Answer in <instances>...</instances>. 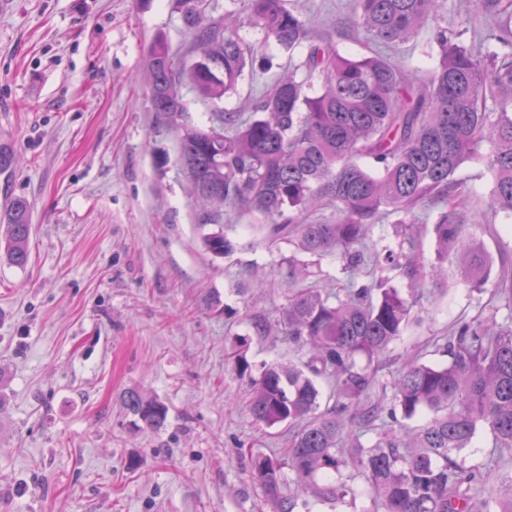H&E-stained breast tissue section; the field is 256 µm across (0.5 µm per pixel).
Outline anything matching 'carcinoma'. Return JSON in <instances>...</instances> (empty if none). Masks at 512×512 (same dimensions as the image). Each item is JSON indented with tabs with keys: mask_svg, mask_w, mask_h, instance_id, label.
<instances>
[{
	"mask_svg": "<svg viewBox=\"0 0 512 512\" xmlns=\"http://www.w3.org/2000/svg\"><path fill=\"white\" fill-rule=\"evenodd\" d=\"M176 2L187 36L183 57L159 36L145 75L152 111L176 135L178 161L199 206L197 223L218 226L203 237L207 251L219 258L234 251L224 234V209L232 208L261 214L271 236L294 234L302 250L336 255L354 274L365 261L373 218L397 213V225L411 233L424 223L419 205L424 216L434 215L437 256L429 280L441 282L452 254L470 287H485L489 258L465 232L461 204L468 189L454 175L489 144L490 208L512 220L511 12L497 11L500 34L474 46L466 30L448 27L446 0H356V25L367 42L406 43L429 32L436 60L423 79L407 64L378 55L353 59L314 40L309 17L286 8L285 0H245V23L232 12L206 14L202 0ZM246 25L265 43L305 54L300 67L307 73L275 80L247 116L220 107L246 66ZM314 73L321 90L312 95ZM188 91L209 107L206 124L189 119ZM323 199L336 203V222L296 223ZM30 235L29 205L16 199L0 224V248L13 265L28 264ZM373 291V284L353 281L334 302L312 288L289 299L285 333L309 347V360L302 368L271 364L252 380L253 419L293 429L288 468L320 502L354 493L330 478L349 462L366 476L376 512H512V475L500 476L495 463L460 458L480 428L496 448L512 451V324L461 322L446 340L448 364L409 360L392 384L395 403L406 418L427 412L429 419L406 440L373 426L379 413L372 409L365 425L376 439L365 445L352 433L350 401L374 377L356 358L387 350L411 314L397 289ZM317 377L336 386L324 408ZM125 405L148 427L165 425L167 408L158 399L132 390ZM252 469L274 512H296L297 498L281 492V462L257 456ZM489 485L497 496L475 507Z\"/></svg>",
	"mask_w": 512,
	"mask_h": 512,
	"instance_id": "1",
	"label": "carcinoma"
}]
</instances>
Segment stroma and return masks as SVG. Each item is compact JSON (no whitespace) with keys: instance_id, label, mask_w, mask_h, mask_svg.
I'll list each match as a JSON object with an SVG mask.
<instances>
[{"instance_id":"stroma-1","label":"stroma","mask_w":512,"mask_h":512,"mask_svg":"<svg viewBox=\"0 0 512 512\" xmlns=\"http://www.w3.org/2000/svg\"><path fill=\"white\" fill-rule=\"evenodd\" d=\"M313 21L316 39L352 58L410 59L427 76L426 37L369 45L337 37L354 0H288ZM449 25L486 36L493 16L477 0H447ZM181 49L175 0H10L0 11V111L11 113L14 157L0 172V198L26 199L30 259L0 258V512H273L251 457L288 445V428L257 423L250 382L263 365H303L308 354L279 323L295 288L344 294L339 258L269 239L258 214L224 213L232 254L206 251L174 133L151 108L144 61L157 35ZM247 64L226 110L250 112L255 96L291 66L271 44ZM468 233L491 258L486 288H470L456 262L435 285L373 266V279L413 303L400 339L375 359L362 404L394 406L392 383L406 360L443 365L444 338L462 317L512 321V222L488 209L484 163H463ZM371 252L416 251L435 260L432 224L416 243L391 218L374 224ZM305 267L292 281L288 268ZM271 330L256 335L251 319ZM243 350L239 372L232 357ZM136 389L167 409L152 429L123 399ZM353 488L344 502L297 512H373L363 473L340 466Z\"/></svg>"}]
</instances>
